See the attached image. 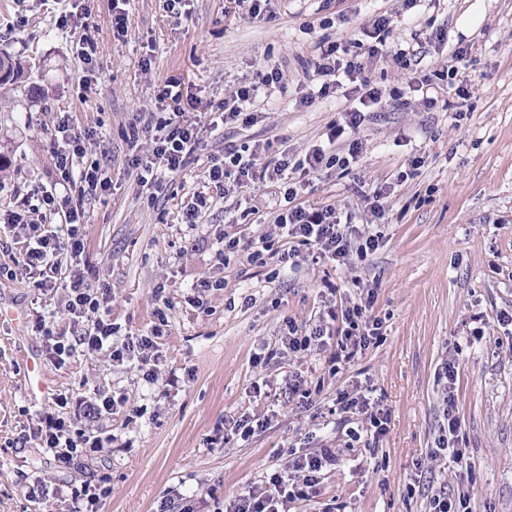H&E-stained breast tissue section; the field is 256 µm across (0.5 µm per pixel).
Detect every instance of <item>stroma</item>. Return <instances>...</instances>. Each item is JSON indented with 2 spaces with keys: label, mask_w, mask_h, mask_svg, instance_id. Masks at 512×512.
Instances as JSON below:
<instances>
[{
  "label": "stroma",
  "mask_w": 512,
  "mask_h": 512,
  "mask_svg": "<svg viewBox=\"0 0 512 512\" xmlns=\"http://www.w3.org/2000/svg\"><path fill=\"white\" fill-rule=\"evenodd\" d=\"M74 0H0V52L21 61L17 90L0 89V152L11 158L0 179V213L36 186L58 179L56 128L69 119L93 132L92 155L112 179L109 192L85 205L86 249L81 265L108 291L109 317L121 333L148 332L155 322V288L169 300L159 341V380L113 365L103 352H77L62 368L49 359L34 328L43 317L69 330L61 293L35 288L38 271L0 276V308L17 320L0 322V512H65L71 488L110 478L103 512H158L167 498L194 500L214 512L225 499L266 482L290 452L323 443L344 445L336 410L340 391L367 390L388 411V432L377 447H345L336 470L303 512H429L430 498L456 490L458 466L438 454L443 423L442 361L457 360L455 412L459 445L472 463L465 482L472 512H512V0H271V17H250L234 0H190L188 13H171L165 0H83L89 14L92 62L81 57L77 34L58 25ZM128 18L125 35L112 17ZM391 16L392 48L414 47L418 62L401 71L371 65L372 85L406 90L446 62L457 44L465 60L455 78L436 81L438 101L427 106L408 93L404 106L371 115L359 137L363 151L347 175L314 177L301 195L333 206L356 225L380 231L378 249L337 266L312 246L301 247L292 270L276 259L260 264L247 252L218 264L224 230L243 239L272 232L284 200L274 187L254 184L228 197L209 183L208 158L225 141H287L304 153L326 136L341 100L303 108L315 86L306 69L318 43L360 37L374 18ZM445 30L447 42L434 33ZM281 68L283 88H270L256 105L264 119L226 125L204 135L192 161L156 193L138 181L131 164L147 154L134 129L164 118L159 93L179 85L178 107L195 117L217 105L256 73ZM470 92L457 117L455 90ZM419 169H412L413 159ZM388 192L383 218L365 211L362 195ZM207 206L199 223L183 222L196 196ZM235 215L226 225L225 214ZM273 234V232H272ZM281 246L280 236L272 238ZM223 279L194 302L201 278ZM341 299L370 289V313L383 338L330 373L328 350L277 353L286 320L310 325L326 305L325 284ZM271 350L268 362L255 354ZM37 361L51 381L46 393L28 390L27 364ZM302 380L304 394L288 391ZM92 400L125 396L129 411L102 422L114 442L104 452L59 468L37 440H23L31 417L54 411L58 395ZM251 415L268 425L249 438L232 436L211 447L225 421ZM45 482L49 499L31 498Z\"/></svg>",
  "instance_id": "1"
}]
</instances>
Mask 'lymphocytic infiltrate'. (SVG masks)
Returning <instances> with one entry per match:
<instances>
[{
    "label": "lymphocytic infiltrate",
    "mask_w": 512,
    "mask_h": 512,
    "mask_svg": "<svg viewBox=\"0 0 512 512\" xmlns=\"http://www.w3.org/2000/svg\"><path fill=\"white\" fill-rule=\"evenodd\" d=\"M391 32L390 17L380 15L372 23L369 41L338 42L319 49L313 64L319 88L303 96L301 105L312 106L317 99L333 96L343 87L353 95L350 103L342 107L340 120L330 125L326 144L313 146L305 154L298 155L284 145L274 149L267 143L250 147L228 142L224 145L223 155L211 159L209 177L216 188L226 192L233 187L240 189L257 182L276 187L285 201L275 220L279 230L299 244L315 246L321 255L342 265L347 264L351 257L362 258L377 250L379 235L355 230L353 225L342 222L334 207L305 206L298 200L299 182L311 174L348 173L362 149L358 133L367 117L377 111L385 100L401 101V91L383 95L372 86L366 75L370 65L385 57L392 58L397 68L405 70L410 67L414 55L409 50L387 52L386 40ZM279 81L280 74L274 69L260 75L258 82L234 89L217 105L216 121L207 125L187 118L183 112H170L150 136V157L138 164L141 184L153 186L159 183L162 175L183 170L197 151L204 131L214 132L220 124L236 121L245 125L258 123L259 115L251 111L250 106L260 87ZM58 130L62 134V144L56 151L60 184L66 188L77 186L78 194L62 196L57 190L44 187L34 188L33 193L46 210L64 209L68 224L66 235H59L47 224L24 225L22 214L16 211H7L0 218L5 229L26 228L21 267L39 271L40 278L36 283L39 290L63 289L69 320L79 332L75 342L69 343L45 323H38L36 329L55 366L65 365L77 347L83 345L91 351L106 352L113 364H134L143 378L157 381L158 340L162 335L161 327L167 322L168 300L158 297L155 310L158 324L149 333L131 334L122 343H114L118 329L106 319V291L95 286L80 266V256L84 251L80 233L85 218L84 204L109 191L112 179L98 160L87 157L85 143L90 140V133L70 131L65 123L59 124ZM265 151L273 154L272 159L266 162L260 159ZM64 253L70 256L69 280L61 285L57 282L58 258ZM371 304V298L363 297L355 302H346L337 309L327 308L316 324L308 329L288 323L281 345L288 353L300 354L325 347L327 338L332 336L336 339L332 363L354 359L382 338L380 321L367 316ZM456 377L454 360H446L439 373L445 404L441 444L452 449L460 470L467 471L471 464L465 449L458 446L461 423L454 412ZM57 404V411L40 413L30 429L41 448L63 467L73 465L75 460L84 456L103 452L107 440L101 436L98 424L102 419L119 413L120 402L104 396L87 403L83 412L84 423L80 426L60 413L61 408L69 404L66 396H58ZM336 404L344 419L352 423L347 430L351 441L356 442L366 436L377 443L386 435L387 412L377 408L362 392L342 391L336 398ZM338 462L336 449L329 447L302 454L290 453L282 471L273 474L265 484L236 494L229 500L225 512H290L298 502L312 498L325 472L335 469Z\"/></svg>",
    "instance_id": "obj_1"
}]
</instances>
